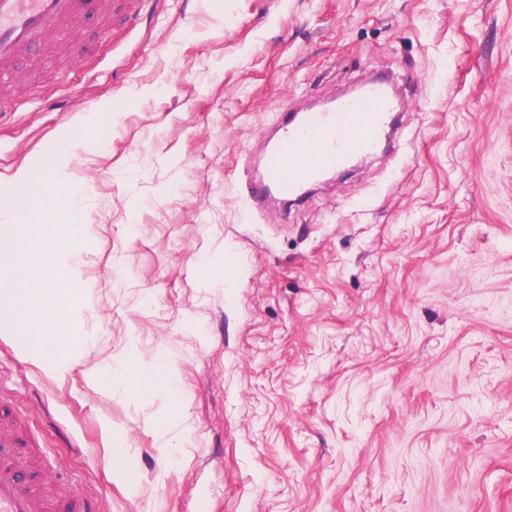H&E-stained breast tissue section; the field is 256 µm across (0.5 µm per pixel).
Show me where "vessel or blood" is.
<instances>
[{
    "instance_id": "obj_1",
    "label": "vessel or blood",
    "mask_w": 512,
    "mask_h": 512,
    "mask_svg": "<svg viewBox=\"0 0 512 512\" xmlns=\"http://www.w3.org/2000/svg\"><path fill=\"white\" fill-rule=\"evenodd\" d=\"M91 4L92 0H0V72H10L14 62L33 49L48 50L50 36L69 31ZM396 110L393 87L384 80L320 108L288 110L280 135L262 157L258 176L247 185L250 197L294 199L326 171L375 152ZM14 444L13 434L0 425V512H48L39 483L18 478L9 452Z\"/></svg>"
}]
</instances>
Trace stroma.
Listing matches in <instances>:
<instances>
[{
  "label": "stroma",
  "instance_id": "35a3bbf8",
  "mask_svg": "<svg viewBox=\"0 0 512 512\" xmlns=\"http://www.w3.org/2000/svg\"><path fill=\"white\" fill-rule=\"evenodd\" d=\"M0 78V197L60 156L84 231L71 363L0 315V409L94 512H512V0H112ZM382 75L398 137L304 198L243 191L284 106ZM224 268L198 275L201 260ZM165 354L184 397L98 390ZM128 437L112 466L111 434ZM92 372L98 386L104 390H111L113 383L119 381L139 398L152 399L158 394L164 395L168 412L156 423V429L164 439L163 447L167 452L181 446L180 438L171 434L183 420V394L176 369L164 355L157 354L150 361L130 358L118 369L93 368Z\"/></svg>",
  "mask_w": 512,
  "mask_h": 512
}]
</instances>
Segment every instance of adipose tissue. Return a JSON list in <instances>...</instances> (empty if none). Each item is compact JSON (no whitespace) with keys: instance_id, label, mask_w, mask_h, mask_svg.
Returning <instances> with one entry per match:
<instances>
[{"instance_id":"1","label":"adipose tissue","mask_w":512,"mask_h":512,"mask_svg":"<svg viewBox=\"0 0 512 512\" xmlns=\"http://www.w3.org/2000/svg\"><path fill=\"white\" fill-rule=\"evenodd\" d=\"M93 374L101 389H111L114 382H121L126 390L137 397L151 399L164 395L168 412L157 422L156 428L164 440L165 449L179 447L180 439L174 431L182 422L183 394L174 365L161 354L152 360L131 358L119 368H97Z\"/></svg>"}]
</instances>
